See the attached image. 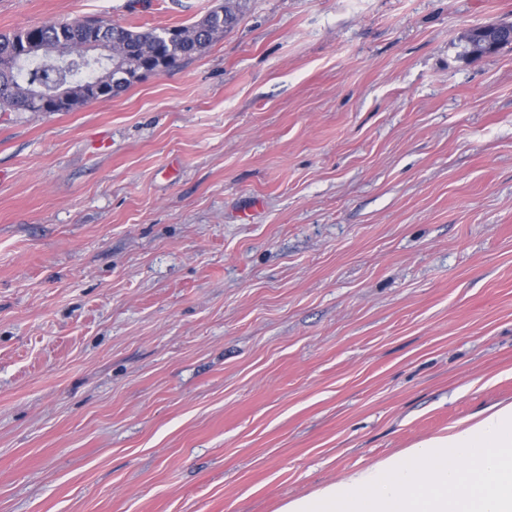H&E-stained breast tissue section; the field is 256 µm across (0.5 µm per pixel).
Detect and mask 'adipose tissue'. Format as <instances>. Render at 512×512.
Here are the masks:
<instances>
[{
    "instance_id": "1",
    "label": "adipose tissue",
    "mask_w": 512,
    "mask_h": 512,
    "mask_svg": "<svg viewBox=\"0 0 512 512\" xmlns=\"http://www.w3.org/2000/svg\"><path fill=\"white\" fill-rule=\"evenodd\" d=\"M279 512H512V402L288 499Z\"/></svg>"
}]
</instances>
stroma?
I'll use <instances>...</instances> for the list:
<instances>
[{
  "instance_id": "stroma-1",
  "label": "stroma",
  "mask_w": 512,
  "mask_h": 512,
  "mask_svg": "<svg viewBox=\"0 0 512 512\" xmlns=\"http://www.w3.org/2000/svg\"><path fill=\"white\" fill-rule=\"evenodd\" d=\"M224 0H0V34ZM0 112V512H278L512 401V0H240ZM511 26V22H504V23H496L491 25H481L474 28H471L469 30V36L471 39L467 40V43L470 45L471 50L475 47V43L482 44L485 46L488 50H493L496 46L494 42V35L495 33L502 29L498 36V48L497 50L504 49L508 46L511 47L512 45V37H511V30L508 29ZM463 40L459 42V51L457 52V58L462 61V58L466 56L465 52H467L468 45ZM498 50V51H499Z\"/></svg>"
}]
</instances>
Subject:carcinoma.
<instances>
[{"instance_id": "1", "label": "carcinoma", "mask_w": 512, "mask_h": 512, "mask_svg": "<svg viewBox=\"0 0 512 512\" xmlns=\"http://www.w3.org/2000/svg\"><path fill=\"white\" fill-rule=\"evenodd\" d=\"M238 21L239 3L224 0V5L182 27L184 32H194V38L188 41L177 38L172 28L133 30L99 19L60 21L12 35L1 34L0 112L39 111L36 92L43 87L65 91L55 111H71L94 100L88 82L110 86L114 72L121 70L129 78L116 86L118 94L143 76V67L156 73L172 68L210 45ZM91 42L99 43L104 54L90 68L63 70L54 66L65 50L71 58L83 57L85 46Z\"/></svg>"}]
</instances>
